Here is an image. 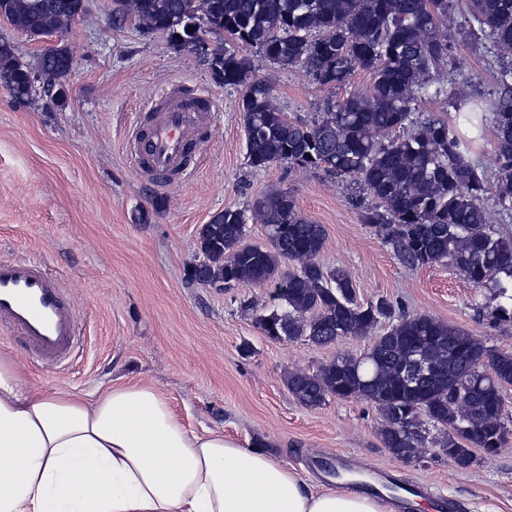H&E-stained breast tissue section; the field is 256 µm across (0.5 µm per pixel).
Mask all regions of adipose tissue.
Returning a JSON list of instances; mask_svg holds the SVG:
<instances>
[{"mask_svg":"<svg viewBox=\"0 0 512 512\" xmlns=\"http://www.w3.org/2000/svg\"><path fill=\"white\" fill-rule=\"evenodd\" d=\"M0 512H391L311 485L223 432L187 430L152 384H33L0 354Z\"/></svg>","mask_w":512,"mask_h":512,"instance_id":"adipose-tissue-1","label":"adipose tissue"}]
</instances>
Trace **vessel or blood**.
<instances>
[{"label":"vessel or blood","instance_id":"b4317fda","mask_svg":"<svg viewBox=\"0 0 512 512\" xmlns=\"http://www.w3.org/2000/svg\"><path fill=\"white\" fill-rule=\"evenodd\" d=\"M214 107L200 89L168 87L148 108L127 141L131 162L163 189L188 176L189 155L211 125ZM20 337L44 365L68 363L80 342L78 320L67 294L34 260L0 262V327Z\"/></svg>","mask_w":512,"mask_h":512}]
</instances>
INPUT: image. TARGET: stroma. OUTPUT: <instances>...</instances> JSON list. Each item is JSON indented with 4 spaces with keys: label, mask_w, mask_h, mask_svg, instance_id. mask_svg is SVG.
Wrapping results in <instances>:
<instances>
[{
    "label": "stroma",
    "mask_w": 512,
    "mask_h": 512,
    "mask_svg": "<svg viewBox=\"0 0 512 512\" xmlns=\"http://www.w3.org/2000/svg\"><path fill=\"white\" fill-rule=\"evenodd\" d=\"M106 5L86 0L84 14L49 37H28L0 19V40L24 63L59 45L74 52L61 107H48L40 90L15 101L0 86V260L46 267L69 294L83 333L79 355L65 366L34 362L4 328L0 352L47 390L88 394L129 381L153 384L187 429L223 431L318 486L329 484L327 466L370 465L418 485L420 512H440L443 498L463 504L464 512H512V442L465 469L430 451L414 463L397 459L381 443L374 406L332 398L309 408L285 384L288 372L310 373L337 355H359L369 337L328 347L270 339L256 323L269 303L268 287L218 291L190 282L187 269L200 257L198 230L214 213L247 210L265 193L287 189L309 220L326 227L319 260L349 272L359 301L384 297L512 351V323L495 318L489 290L473 287L449 264L404 263L361 223L352 182L287 163L252 168L240 88L220 82L198 54L166 36L114 28ZM250 58L291 120L321 119L326 100L347 98L371 81L358 68L345 84L320 86L302 70L275 69L255 52ZM496 67L482 47L457 42L448 84L489 106ZM174 80L206 90L217 110L192 175L156 191L133 167L125 143L141 108Z\"/></svg>",
    "instance_id": "35a3bbf8"
}]
</instances>
